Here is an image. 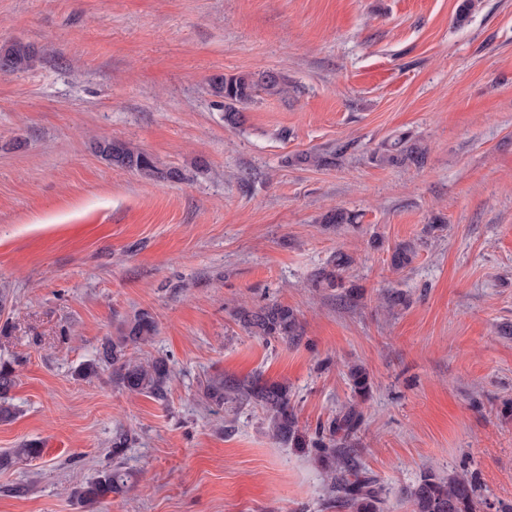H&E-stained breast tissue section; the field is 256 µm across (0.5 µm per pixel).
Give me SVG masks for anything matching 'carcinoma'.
<instances>
[{
  "label": "carcinoma",
  "instance_id": "carcinoma-1",
  "mask_svg": "<svg viewBox=\"0 0 512 512\" xmlns=\"http://www.w3.org/2000/svg\"><path fill=\"white\" fill-rule=\"evenodd\" d=\"M37 51L29 44L13 41L0 45V72L15 74L33 68ZM271 95L288 94V83L276 71L266 69L258 72L219 75L211 80L212 93L224 104V120L235 126L243 117V110L250 104L258 89ZM95 152L114 168L131 171L148 181L180 183L186 180L185 173L178 168H163L149 153L129 143L103 136L95 142ZM428 157V148L405 136L384 145L379 161L387 164H413L421 167ZM415 255L414 247L402 244L393 250L392 268H406ZM235 321L244 329L267 339L297 340L303 328L297 312L280 303H268L258 307H240L234 313ZM156 324L148 312H138L125 323L121 336L113 340L105 338L96 350L93 360L84 364L77 372L79 377L94 375L101 368L112 369L116 383L133 395L162 396L172 379L169 359L159 357L141 361L127 353L130 346L149 341L155 334ZM354 394L365 402L370 394L369 376L365 368L356 365L349 369ZM16 385L13 370L0 366V420L11 414L9 394ZM206 396L218 406L224 402L255 403L265 412L273 438L311 448L318 460L329 468L330 484L327 502L347 512H383V489L378 482L360 471L353 458L340 452L336 434L349 435L354 432L361 419L359 406L353 405L328 428V432L315 431L312 440H306L298 425L294 404L288 386L263 379L259 375L243 379L214 378L205 386ZM126 438L116 437L112 448V465L96 477L79 485L72 491L73 497L85 506H93L111 495H121L130 488L131 476L122 464L115 461L124 448ZM42 448L35 441H27L9 452L0 454V468H8L18 462L40 458ZM412 503V512H477L480 500L477 497L476 479L466 473L449 478L435 473L424 474L419 483L407 492Z\"/></svg>",
  "mask_w": 512,
  "mask_h": 512
}]
</instances>
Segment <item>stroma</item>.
Segmentation results:
<instances>
[{"label":"stroma","instance_id":"35a3bbf8","mask_svg":"<svg viewBox=\"0 0 512 512\" xmlns=\"http://www.w3.org/2000/svg\"><path fill=\"white\" fill-rule=\"evenodd\" d=\"M461 2L0 0V44L39 54L0 73V363L17 378L0 453L43 449L0 470V512H328L310 449L203 389L286 383L309 435L354 404V365L371 396L346 450L384 512H412L428 471L473 474L480 512L512 507V0L463 20ZM260 69L288 95L258 92L226 126L211 78ZM402 135L423 167L377 161ZM99 136L187 178L114 168ZM333 207L355 223H323ZM401 243L416 254L397 271ZM339 252L341 286L316 285ZM269 302L297 311L299 340L233 317ZM140 310L157 333L131 354L170 359L165 398L78 378ZM121 433L131 490L82 507L73 486ZM42 448L35 441H26L19 448L0 454V468H8L15 463L31 461L40 458Z\"/></svg>","mask_w":512,"mask_h":512}]
</instances>
